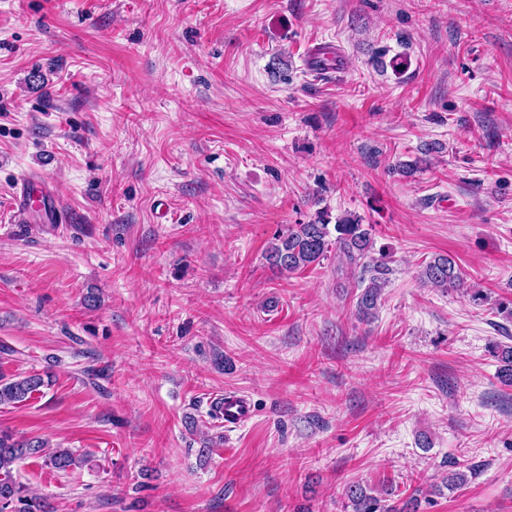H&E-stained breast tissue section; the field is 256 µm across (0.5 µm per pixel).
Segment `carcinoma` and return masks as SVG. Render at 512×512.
<instances>
[{"mask_svg": "<svg viewBox=\"0 0 512 512\" xmlns=\"http://www.w3.org/2000/svg\"><path fill=\"white\" fill-rule=\"evenodd\" d=\"M336 236H331V233ZM337 251L349 264L361 268L366 282L356 301L358 319L368 322L380 302L391 273L386 255L372 256L374 239L371 229L364 227L357 217H345L330 226L323 220L308 224H293L288 233L279 235L268 250L270 264L288 273H294L320 263L327 253ZM421 281L443 292H459L465 283L462 273L453 258L437 255L426 262L420 272ZM492 355L500 363L498 377L506 385H512V344L496 343L491 347ZM49 385L47 374L32 372L26 375L0 374V405L18 404L27 401ZM46 442L38 437L19 438L0 431V512L18 503L15 512H51L41 498L30 493L29 488L13 476V466L29 457L43 456L45 464L57 471H67L76 465L77 457L69 448H58L44 456ZM467 481V474L457 469L456 462L448 461V475L433 493H441L445 487L452 491ZM347 498L352 512H417L418 504L386 506L383 498L373 494V489L360 483L347 488Z\"/></svg>", "mask_w": 512, "mask_h": 512, "instance_id": "1", "label": "carcinoma"}]
</instances>
